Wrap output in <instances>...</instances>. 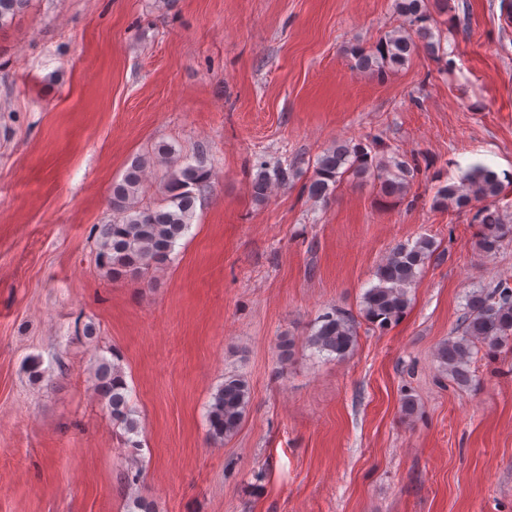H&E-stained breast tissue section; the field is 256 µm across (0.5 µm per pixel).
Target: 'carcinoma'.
<instances>
[{
  "label": "carcinoma",
  "instance_id": "carcinoma-1",
  "mask_svg": "<svg viewBox=\"0 0 512 512\" xmlns=\"http://www.w3.org/2000/svg\"><path fill=\"white\" fill-rule=\"evenodd\" d=\"M29 0H0V28L10 25L24 12ZM448 0H396L395 9L403 18L404 26L380 40L373 49L354 51L356 65L363 70L379 74L403 66L416 48L415 39L424 42L427 50L440 53V41L435 39L433 25L437 20L433 12L445 11ZM412 27L417 38L407 33ZM155 161L166 167L164 199L156 207L140 205L143 175L149 160L136 157L121 181L112 185V223L97 228L98 258L102 268L114 279H134L151 270L167 266L179 239L189 230L194 215L197 192L210 183L212 171L204 165H181L171 146H154ZM418 165L399 156L377 160L359 144L342 142L328 149L316 164L308 185L310 196L329 197L341 177L347 173L369 175L377 180L387 195H402ZM294 175V166L262 161L252 183L254 197L266 198L275 185H286ZM502 193V184L491 168L474 167L460 183L438 186L433 206L451 205L458 210L480 202L473 217L479 225L476 245L486 254L499 250L507 237H512V225L505 222L496 205ZM437 250L433 239L423 237L414 245H400L392 250L374 273L376 283L366 290L362 300V313L373 327L384 331L399 322L406 313L410 300L408 288L419 277ZM461 335L442 343L437 358L448 373L461 385L471 383L469 363L477 346L490 350L512 343V283L501 280L490 292L476 291L469 295L462 321ZM357 338L353 317L336 308L318 316L307 337L308 346L343 360L352 353ZM95 388L112 420L128 434L129 447L140 448L135 436L140 422L129 400V388L120 365L119 355L112 359L101 357L94 369ZM249 402V387L238 375L224 377L212 395L207 407L208 433L215 440L227 438L239 429Z\"/></svg>",
  "mask_w": 512,
  "mask_h": 512
}]
</instances>
